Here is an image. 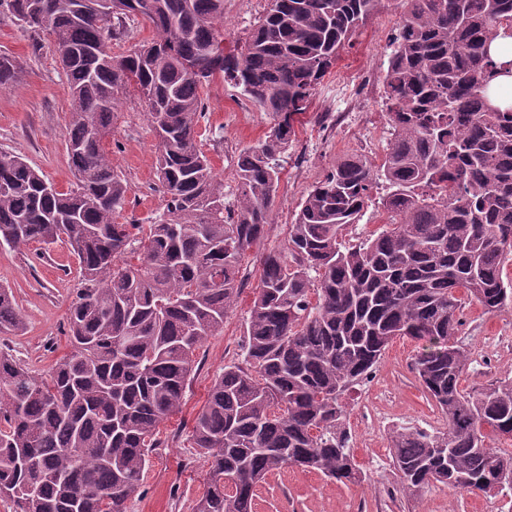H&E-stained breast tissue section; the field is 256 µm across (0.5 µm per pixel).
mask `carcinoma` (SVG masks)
<instances>
[{"label": "carcinoma", "mask_w": 512, "mask_h": 512, "mask_svg": "<svg viewBox=\"0 0 512 512\" xmlns=\"http://www.w3.org/2000/svg\"><path fill=\"white\" fill-rule=\"evenodd\" d=\"M112 15L80 0H0V14L54 45L71 107L75 187L46 191L41 171L0 153V246L64 239L80 288L67 313L73 351L38 377L0 351V497L13 512H129L142 493L159 425L179 412L196 351L224 329L247 251L263 243L294 116L380 0H269L236 54L224 53V0H133ZM384 76L391 138L380 166L346 156L312 185L285 245L259 254V290L242 363L214 379L191 427L207 459L195 512H254L257 484L288 467L346 485L364 474L344 428L346 393L397 337L421 343L413 370L447 421L390 439L402 490L441 484L488 493L512 453V381L461 388L462 300L486 313L512 304V107L492 82L512 72L491 45L512 38V0H403ZM150 42L121 56L131 23ZM20 62L0 55V90ZM216 74L273 118L237 156L239 194L198 140L202 90ZM138 93L157 139L164 210L145 236L116 221L129 188L104 147L121 96ZM385 184L388 227L341 250L344 226ZM23 324L0 287V333ZM152 35V31L149 27L135 22V24L131 26L128 37L123 40H112V53L114 55H122L135 43L150 40Z\"/></svg>", "instance_id": "carcinoma-1"}]
</instances>
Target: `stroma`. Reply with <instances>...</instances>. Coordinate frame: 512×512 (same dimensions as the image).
Listing matches in <instances>:
<instances>
[{"label":"stroma","mask_w":512,"mask_h":512,"mask_svg":"<svg viewBox=\"0 0 512 512\" xmlns=\"http://www.w3.org/2000/svg\"><path fill=\"white\" fill-rule=\"evenodd\" d=\"M265 6L266 0H224L226 50L242 45ZM403 11L402 0H381L377 14L357 30L314 90L306 112L298 116L295 136L282 157L274 225L265 247L284 243L302 199L339 159L358 155L381 164L391 138L383 76L389 42ZM36 41L41 44L37 50L32 47ZM1 53L21 60L25 72L14 88L0 90V152L39 168L58 190L73 188L65 138L70 94L57 53L47 37L33 39L6 17L0 18ZM203 98L201 148L223 179L224 199L231 203L238 185L235 157L264 138L271 119L220 76L205 87ZM105 147L129 187L120 223H153L162 210V195L155 139L138 96L122 98ZM0 284L12 288L24 323L23 332L0 335V346H9L33 374L47 376L71 350L66 317L79 284L77 256L61 240L19 249L1 246ZM258 286L257 271H250L223 331L197 350L182 410L160 424L145 490L132 499L129 512H194L207 487L208 465L188 433L214 378L225 365L242 360L244 323ZM456 340L469 355L462 389L512 381V305L487 314L476 304L464 303ZM419 349L409 338L394 339L372 377L346 396L349 445L366 482L346 486L288 467L258 485L255 512H512V489L495 496L455 494L444 486L420 497L401 492L389 448L392 432L445 428L442 414L411 369Z\"/></svg>","instance_id":"stroma-1"}]
</instances>
